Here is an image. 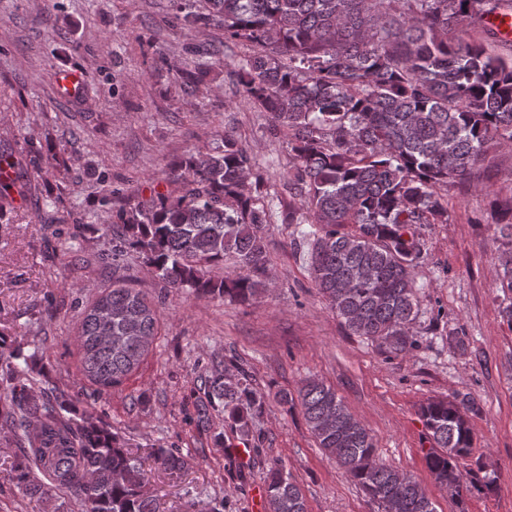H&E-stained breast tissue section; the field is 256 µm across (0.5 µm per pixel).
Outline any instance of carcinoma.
Instances as JSON below:
<instances>
[{
  "label": "carcinoma",
  "instance_id": "1",
  "mask_svg": "<svg viewBox=\"0 0 512 512\" xmlns=\"http://www.w3.org/2000/svg\"><path fill=\"white\" fill-rule=\"evenodd\" d=\"M206 14L183 16L189 28L217 24L224 40L259 51L239 70L244 98L288 129L292 190L314 230L310 246L316 288L350 334L385 354L418 346L415 269L424 249L419 224L448 223L442 191L470 181L491 145L512 146V62L490 54L463 27L512 7L502 0H209ZM181 191L100 225L112 234V257L138 250L169 288L228 296L245 303L268 279L264 231L269 211L247 189L249 158L231 135L224 149L179 164ZM346 224L355 227L345 233ZM235 258L240 272L215 278L209 269ZM501 316L512 324V247L500 256ZM156 304L114 284L82 313L77 340L86 378L101 394L139 366L157 335ZM31 357L0 333V422L17 437V488L30 497L70 492L82 512H160L144 491L141 460L112 430L76 419L59 388L28 374ZM214 399L248 433L262 409L244 377L209 380ZM306 424L320 448L384 512H437L412 477L381 463L369 430L336 391L307 381L299 392ZM465 401L432 400L421 418L434 446L426 463L454 496L472 486L459 460L473 432ZM155 462L171 474L186 469L179 452L159 448ZM269 512H307L304 495L278 462L266 475Z\"/></svg>",
  "mask_w": 512,
  "mask_h": 512
}]
</instances>
